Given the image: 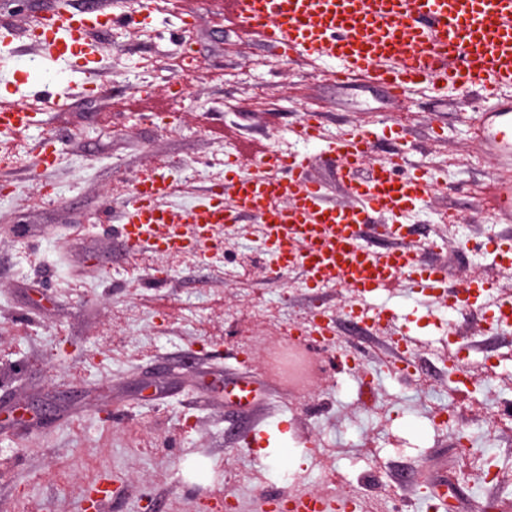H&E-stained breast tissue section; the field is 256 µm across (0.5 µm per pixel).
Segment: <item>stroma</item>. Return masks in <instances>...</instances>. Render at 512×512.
Here are the masks:
<instances>
[{"instance_id": "stroma-1", "label": "stroma", "mask_w": 512, "mask_h": 512, "mask_svg": "<svg viewBox=\"0 0 512 512\" xmlns=\"http://www.w3.org/2000/svg\"><path fill=\"white\" fill-rule=\"evenodd\" d=\"M51 0H0V26L14 68H26L37 48H21L19 34ZM138 28L93 33L95 53L43 59L28 84H15L0 67V93L26 100L36 87L65 99L61 109L37 114L17 138L26 159L0 171V512H84L88 489L101 479L112 490L99 512H203L233 493L237 512H261L264 502L325 493L327 470L355 485L375 475L369 512L378 496H395L401 512H420L422 476L444 475L454 512L512 506V488L476 487L460 480L467 460L454 436L432 427L435 411L453 398L448 351L472 367L473 401L457 412L456 428L481 438L487 404L512 395V331L490 332L483 312L455 317L454 328L424 315L418 296L394 288L370 303L395 312L415 341L409 374L390 367L389 337L364 333L344 318L347 294L312 289L303 280L273 278L249 221L237 226L220 265L189 255L167 264L165 255L129 253L104 207L120 214L136 177L162 163L189 206L209 184L225 152L289 141L302 113H319L326 134L348 126L401 117L418 161L431 151L453 158L422 214L414 236L438 234L445 213L466 219L461 235L443 238L428 257L465 289L487 276L494 244L512 245V224L487 227L477 198L492 171L471 135L474 113L452 96L422 91L393 99L366 79L339 85L314 79L304 57L275 66V48L242 36L224 19L220 0H180L174 12L154 13ZM187 49L196 65L187 91L173 97L180 70L172 58ZM154 68L140 69L143 59ZM149 100L137 101L135 88ZM173 113L175 132L163 133L152 113ZM51 134L60 158L38 164L37 145ZM192 167H184V160ZM54 195H43V187ZM470 244L460 252V241ZM169 265L162 287L148 286L154 266ZM323 302L336 333L358 362L342 364L334 350L314 348L310 369L284 387L273 374L272 352L286 339L289 316H312ZM268 320H259L256 309ZM248 355L263 381L255 406L244 412L224 402L222 389L240 374ZM498 365L483 375L485 361ZM386 400L385 412L375 401ZM301 456L291 481L268 465L273 449Z\"/></svg>"}]
</instances>
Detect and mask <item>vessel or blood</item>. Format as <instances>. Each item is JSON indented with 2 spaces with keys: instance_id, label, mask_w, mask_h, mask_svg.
Returning <instances> with one entry per match:
<instances>
[{
  "instance_id": "b4317fda",
  "label": "vessel or blood",
  "mask_w": 512,
  "mask_h": 512,
  "mask_svg": "<svg viewBox=\"0 0 512 512\" xmlns=\"http://www.w3.org/2000/svg\"><path fill=\"white\" fill-rule=\"evenodd\" d=\"M225 16L247 37L278 47L287 57L329 59L331 80L366 78L391 96L405 98L428 86L454 87L484 96L473 134L495 164L489 179V210L500 224H512V0H224ZM97 27L134 24V17L108 12L103 0L59 18H37L36 45L52 59L78 51L87 53L85 19ZM33 113L0 97V129L29 130ZM299 141H324L323 156L336 164L347 205L330 201L327 187L308 176L306 155L280 160L268 152L236 155L241 174L222 185L201 189L192 207L173 214L166 201L173 182L157 165L135 180L118 233L135 254L192 253L211 259L220 240L218 229L250 219L263 227L265 252L274 276L295 273L309 283L322 278L357 286L369 295L386 279L403 272L419 288L421 305L433 311L439 298L456 307L470 306V295L448 287L445 270L427 263L425 247L407 240L403 214L424 206L431 178L401 144L398 124L388 127L398 149L383 163L365 167L371 154L372 128L356 127L323 139L318 113H303L293 127ZM391 217L389 246L372 249L362 236L364 225L378 226ZM240 409L255 399L254 382L241 377L227 391ZM289 512H356L355 501L323 495H298L287 502Z\"/></svg>"
}]
</instances>
